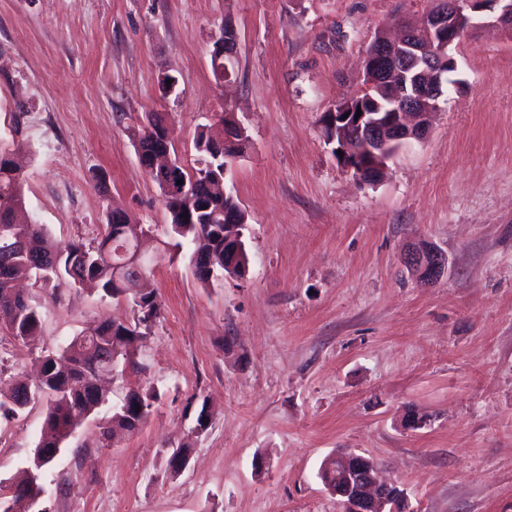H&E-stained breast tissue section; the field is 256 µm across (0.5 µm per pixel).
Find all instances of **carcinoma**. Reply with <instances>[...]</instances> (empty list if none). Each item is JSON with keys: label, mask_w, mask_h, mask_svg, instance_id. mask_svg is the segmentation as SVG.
Returning a JSON list of instances; mask_svg holds the SVG:
<instances>
[{"label": "carcinoma", "mask_w": 512, "mask_h": 512, "mask_svg": "<svg viewBox=\"0 0 512 512\" xmlns=\"http://www.w3.org/2000/svg\"><path fill=\"white\" fill-rule=\"evenodd\" d=\"M218 138L213 127L203 128L196 136L195 149L200 155L194 172L181 171L183 184L176 186L182 200L205 202L208 210L196 212L182 209L169 193L158 185L171 215L165 234L178 239L177 246L187 244L189 259L198 280L208 283L228 274L224 269V224L233 217L239 224L247 216L232 194H224V156L211 150ZM24 206V180L11 152L0 149V247H8L7 260L0 259V329L20 339L31 338L41 327L42 312L15 291V282L26 278L55 281L80 286L96 284L110 297H130L138 316L132 323L107 318L91 325L55 353L43 359L44 369L31 397L23 399L20 385L5 398H0V411L15 415L31 402L47 399V411L37 447L60 448L82 420L108 402V395L97 386L98 377L108 365L127 358L146 335L148 323L158 318L161 301L156 294L137 289V281L126 274L128 256L156 241L153 231H136L128 223H119L107 214L101 225L96 245L80 242L61 244L53 240L38 224H22L18 212ZM188 214L183 218L182 214ZM135 402L111 406L109 415L101 419L107 436L131 433L148 417L156 391L132 389ZM29 468L18 471L8 484L0 481V504L7 501L25 504L31 489Z\"/></svg>", "instance_id": "carcinoma-1"}]
</instances>
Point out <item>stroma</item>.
<instances>
[{
  "label": "stroma",
  "instance_id": "35a3bbf8",
  "mask_svg": "<svg viewBox=\"0 0 512 512\" xmlns=\"http://www.w3.org/2000/svg\"><path fill=\"white\" fill-rule=\"evenodd\" d=\"M436 0H0V142L25 216L56 241L94 243L111 210L162 232L171 217L128 128L166 119L194 168L202 126L234 113L248 144L226 189L248 216L249 272L199 282L160 253L143 285L163 304L109 380L160 398L112 439L88 416L42 475L40 512H342L319 477L339 450L374 459L406 512H512V32L453 49L456 87L382 178L336 160L322 118L362 89L366 51ZM238 32L233 75L211 34ZM178 92L162 97L161 75ZM105 175L93 179V172ZM437 246L448 273L402 263ZM39 333L0 331V393L90 323L133 321L124 298L30 288ZM206 430L195 432L200 407ZM47 404L0 417V481L32 458ZM426 424L409 428L406 413ZM189 445L188 467L166 469ZM402 262L424 285L439 280L448 268L447 256L429 243L418 244L406 250Z\"/></svg>",
  "mask_w": 512,
  "mask_h": 512
}]
</instances>
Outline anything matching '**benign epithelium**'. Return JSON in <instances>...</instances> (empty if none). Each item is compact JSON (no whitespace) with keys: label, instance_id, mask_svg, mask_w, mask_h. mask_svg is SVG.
Returning <instances> with one entry per match:
<instances>
[{"label":"benign epithelium","instance_id":"obj_1","mask_svg":"<svg viewBox=\"0 0 512 512\" xmlns=\"http://www.w3.org/2000/svg\"><path fill=\"white\" fill-rule=\"evenodd\" d=\"M489 23L511 30L512 0H448L421 20L402 24L400 39L375 37L367 53L364 91L398 83L393 98L395 112H376L373 105L377 101L370 95H359L336 102V108L325 115L324 122L340 134L335 150L342 152L340 163L348 172L362 181L374 182L392 157L394 146L423 138L447 90L448 74L456 69L450 50L470 32ZM212 40V57L227 80L231 77L230 63L236 55L238 32L234 25L226 24ZM159 134L154 151L149 153L140 145L138 157L145 171L170 192L173 171L180 161L169 155V127L161 125ZM244 136V128L228 116L224 137L216 141V148L224 158L234 161L236 156L225 151ZM244 229L243 224L224 225V267L229 270L240 258ZM402 262L424 285L439 280L448 268L447 256L429 243L406 250ZM376 470V463L370 458L338 452L324 459L320 477L328 491L342 501L345 512H403V491L394 483L379 481Z\"/></svg>","mask_w":512,"mask_h":512}]
</instances>
